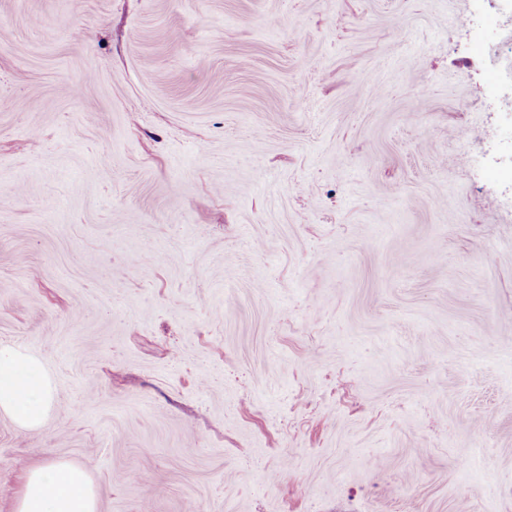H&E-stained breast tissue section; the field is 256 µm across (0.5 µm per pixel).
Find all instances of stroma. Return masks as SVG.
I'll list each match as a JSON object with an SVG mask.
<instances>
[{
    "label": "stroma",
    "mask_w": 512,
    "mask_h": 512,
    "mask_svg": "<svg viewBox=\"0 0 512 512\" xmlns=\"http://www.w3.org/2000/svg\"><path fill=\"white\" fill-rule=\"evenodd\" d=\"M495 0H0V512H512ZM56 390L55 381L36 355L0 344V412L25 431H40ZM15 511L97 512L87 469L55 461L44 462L29 472Z\"/></svg>",
    "instance_id": "1"
}]
</instances>
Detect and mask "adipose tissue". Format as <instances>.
I'll use <instances>...</instances> for the list:
<instances>
[{"mask_svg": "<svg viewBox=\"0 0 512 512\" xmlns=\"http://www.w3.org/2000/svg\"><path fill=\"white\" fill-rule=\"evenodd\" d=\"M55 397L56 383L36 355L0 344V412L36 432ZM16 512H97L87 469L55 461L32 469Z\"/></svg>", "mask_w": 512, "mask_h": 512, "instance_id": "1", "label": "adipose tissue"}]
</instances>
